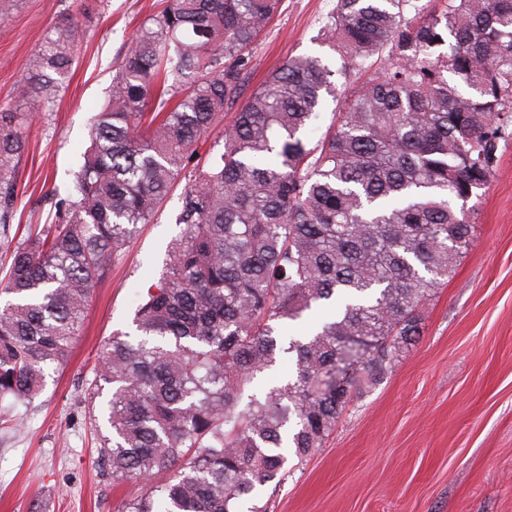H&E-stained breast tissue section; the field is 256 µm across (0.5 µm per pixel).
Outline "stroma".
<instances>
[{
	"label": "stroma",
	"instance_id": "35a3bbf8",
	"mask_svg": "<svg viewBox=\"0 0 512 512\" xmlns=\"http://www.w3.org/2000/svg\"><path fill=\"white\" fill-rule=\"evenodd\" d=\"M336 0H282L252 51L247 91L289 58L322 59L334 72L307 132L316 140L351 94L343 60L323 32ZM162 0H21L0 20V104L41 112L27 132L23 196L10 237L21 244L45 224L46 195L66 196L89 144V119L103 107L112 65ZM80 12L85 29L71 76L50 111L19 98L28 58L52 26ZM497 171L466 202L475 226L470 252L425 304L421 334L379 382L355 396L335 431L259 500L267 512H512V136ZM170 196L139 225L109 277L94 290L66 365L29 401L0 402V512H126L140 482L113 485L97 448L110 428L104 400L91 397L99 347L127 331L137 293L161 275L182 228Z\"/></svg>",
	"mask_w": 512,
	"mask_h": 512
}]
</instances>
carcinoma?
<instances>
[{
	"mask_svg": "<svg viewBox=\"0 0 512 512\" xmlns=\"http://www.w3.org/2000/svg\"><path fill=\"white\" fill-rule=\"evenodd\" d=\"M281 2L164 0L113 63L72 190L49 198L54 222L13 250L0 289V400H31L67 362L94 286L181 187L183 232L91 382L111 388L100 460L147 485L126 512H240L323 446L420 335V310L473 243L454 201L493 178L512 125V0H336L326 38L342 74L379 62L381 75L311 143L334 72L291 59L234 114L223 152L199 153ZM83 29L77 12L52 27L20 96L54 102ZM34 119L0 105L4 233ZM317 306L332 318L283 346ZM280 352L293 375L242 403Z\"/></svg>",
	"mask_w": 512,
	"mask_h": 512,
	"instance_id": "obj_1",
	"label": "carcinoma"
}]
</instances>
